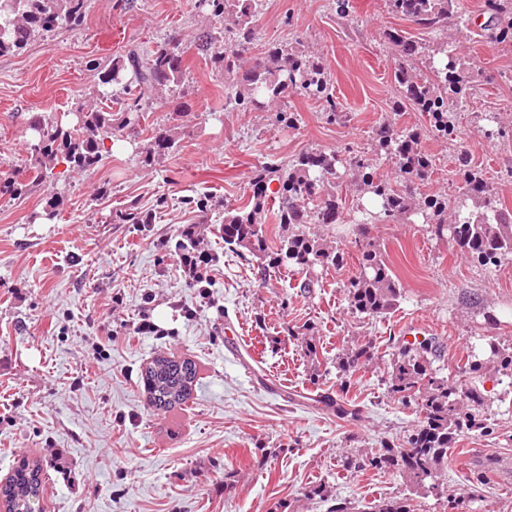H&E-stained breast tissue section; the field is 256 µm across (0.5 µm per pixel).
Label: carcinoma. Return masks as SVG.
Here are the masks:
<instances>
[{"instance_id": "carcinoma-1", "label": "carcinoma", "mask_w": 512, "mask_h": 512, "mask_svg": "<svg viewBox=\"0 0 512 512\" xmlns=\"http://www.w3.org/2000/svg\"><path fill=\"white\" fill-rule=\"evenodd\" d=\"M210 14L221 20L228 18L225 31L232 35L233 46L226 47L221 38L208 33L199 38V47L210 61L227 73L239 75L234 93L227 101L240 112H248L263 98L275 102L285 94L300 91L315 98H326L328 78L323 63L306 57L288 45L273 46L264 56L242 68L241 56L252 41V18L256 0H204ZM87 0H0V54L22 49L33 38L63 26H74L85 14ZM389 10L414 23L428 33L440 31L456 0H387ZM488 14L481 27L486 37L497 43L512 45V0H483ZM390 43L399 48L403 63L395 73L402 96L423 112H430L438 131L451 133L448 102L466 98L469 77L457 63L448 47L438 52L447 61L433 71L430 78L412 79L409 70L422 53L421 42L401 34L389 35ZM98 85H119L127 98L120 107L97 103L105 92L89 93L88 100L78 104L76 124L63 126L52 116L40 115L31 121L34 136L30 144L31 163L27 169L31 182H42L53 176L59 161L73 169L96 167L103 157L106 140L117 131L140 123L145 118L142 105L164 87L178 86L184 65L179 44L170 42L156 50L130 49L109 63L92 66ZM378 146L398 160L402 173L421 178L432 166L411 134H398L388 124L376 133ZM176 127L156 132L149 157H160L176 145ZM339 159L334 154L304 151L291 168L270 166L269 174L278 175L282 194L277 217L289 229L303 224H335L340 219L339 190L342 176L337 171ZM359 171L357 186L380 204V211L396 218L415 209L431 224V233L445 235L461 249L484 265H498L512 259V209L505 206L496 193L468 164V154L458 155V176L462 196L472 201V209L457 210L454 223H445L448 198H426L413 203L409 190H396L387 180L364 172L368 165L361 159L351 162ZM224 243L244 248L258 257L265 255L268 245L263 229L260 206L251 210L230 208L224 211ZM342 261L339 251L324 246L304 234L292 233L281 241L273 258L276 266L284 265L308 274L317 265L337 266ZM360 273L347 285L350 310L355 314L379 317L392 310L401 297L395 280L379 251L366 248L359 259ZM436 341L423 338L407 342L399 348L390 363L388 392L403 403H413L421 416L418 427L401 446H385L368 459L374 469L392 468L401 472L410 490L438 489L437 478L448 461V448L466 430L482 428L476 409L483 405V396L475 388L461 390L436 376L431 369L436 357ZM371 360L370 348L360 346L343 351L336 357L337 368L349 380ZM198 370L190 359L159 357L141 374L149 404L156 409H169L189 400L197 383ZM39 461L18 467L5 484L0 485V506L5 512H40ZM372 512H415L413 498L381 499Z\"/></svg>"}]
</instances>
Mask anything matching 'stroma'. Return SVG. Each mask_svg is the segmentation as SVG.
<instances>
[{"label":"stroma","instance_id":"obj_1","mask_svg":"<svg viewBox=\"0 0 512 512\" xmlns=\"http://www.w3.org/2000/svg\"><path fill=\"white\" fill-rule=\"evenodd\" d=\"M260 2L246 58L272 43L319 57L346 121L331 120L324 101L297 92L250 112L225 107L237 78L197 49L204 33H224L199 0H128L122 8L88 0L79 25L0 55V181L29 166L33 118L70 124L95 81L91 61L175 40L186 67L176 94L150 103L146 121L124 130L122 149L95 168L61 163L52 181L29 185L24 197L0 194V481L20 461L41 460L44 512H329L344 499L367 512L409 486L394 470L344 471L342 458L401 443L417 427L419 414L390 397L385 378L402 330L422 323L442 346L437 377L481 391L485 428L449 449L443 492L414 494L416 512H512V373L469 370L491 344H512V260L480 265L411 214L391 224L364 220L350 179L341 222L305 227L343 256L340 266L316 268L312 287L285 266L261 276L256 258L226 245L218 231L225 207L248 201L261 167L311 149L363 156L370 172L394 185L452 200L464 150L512 208V139L486 134L491 125L512 130V45L462 25L483 0H458L444 31L425 35L428 50L447 42L464 71L479 76L452 112L447 136L398 92L399 58L387 34L415 26L386 0ZM280 110L293 112L296 125L276 122ZM385 120L418 134L433 161L427 178L407 183L395 159L377 154L375 129ZM175 124L177 149L145 161L156 131ZM128 208L152 212L153 222L114 223L113 214ZM188 227L219 257L205 295L185 282L176 261ZM369 242L401 285L396 307L377 318L351 313L345 291ZM145 310L162 335H134ZM228 323L240 349L258 360V376L228 351ZM307 337L318 363L304 354ZM361 345L373 359L340 390L336 356ZM160 355L198 365L184 407L146 403L141 372ZM338 394L358 417H336L317 402ZM473 470L485 471L483 486L468 483ZM319 484L324 499H308Z\"/></svg>","mask_w":512,"mask_h":512}]
</instances>
